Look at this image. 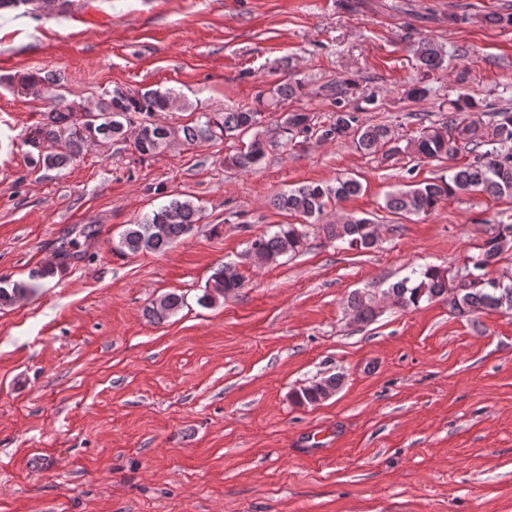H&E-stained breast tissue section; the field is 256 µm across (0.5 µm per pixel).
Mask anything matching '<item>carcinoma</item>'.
Masks as SVG:
<instances>
[{
	"instance_id": "cac0c4a2",
	"label": "carcinoma",
	"mask_w": 512,
	"mask_h": 512,
	"mask_svg": "<svg viewBox=\"0 0 512 512\" xmlns=\"http://www.w3.org/2000/svg\"><path fill=\"white\" fill-rule=\"evenodd\" d=\"M50 2L54 3L50 15L64 17L70 13L73 0H0V11L19 10L23 16L40 19L45 16ZM412 54L426 74L444 68L445 54L430 40L414 44ZM59 81V74L52 70L9 79V84L17 91L51 103L46 120L30 128L24 138V143L33 149L29 163L34 166H66L90 147L92 134L101 142L129 137L139 155L150 156L164 151L175 139L194 145L242 138L251 132L249 142L224 157L227 165L251 171L272 148L286 147L296 137L314 132L324 141L351 137L357 150L370 155L382 149L387 158L410 155L441 161L454 158L462 148L468 150V161L449 168L448 176L388 194L385 209L396 215L406 218L427 215L448 197L465 193L512 196V112H498L492 122L483 124L472 118L477 102L467 95L450 102L448 121L441 125H423L416 136L402 144L392 136L388 126L364 125L358 113L344 109L343 98L349 90V83L345 81L328 89L337 107L328 122L316 127L307 112H282L275 121L273 137L259 132L266 113L302 94L303 84L299 79L274 84L252 105L228 112H202L193 125L180 129L158 123L154 116L173 108L184 110L188 102L170 90L159 89L105 94L95 106L97 120L89 129L77 117L83 104L67 103L56 93ZM361 189L362 185L355 179H338L333 183L306 184L274 195L271 199L274 209L299 217L302 222L278 224L275 230L252 238L248 255L259 265L295 256L304 246L309 220L319 219L332 200H345L359 194ZM199 213L193 201L173 199L139 223L130 225L113 244L112 251L120 255L165 251L193 230L200 221ZM321 230L327 241L341 242L350 249H371L378 243L377 224L368 217L348 214L335 224L321 225ZM485 234L478 253L468 257L464 267L453 277H448V272L437 266L414 269L411 275L387 289L385 295L400 310L417 308L425 301L443 300L461 317L484 310L511 312L512 275L490 277L487 269L501 262L503 255L512 248V223L491 224ZM242 287L243 279L234 270L222 267L211 275L198 303L209 306L236 294ZM346 305L357 323H370L380 314L375 295L366 291H353ZM184 306V295L169 292L152 302L146 315L149 320L160 323ZM339 384L340 378L336 376L321 379L295 391L293 400L299 405L318 404L331 396Z\"/></svg>"
}]
</instances>
